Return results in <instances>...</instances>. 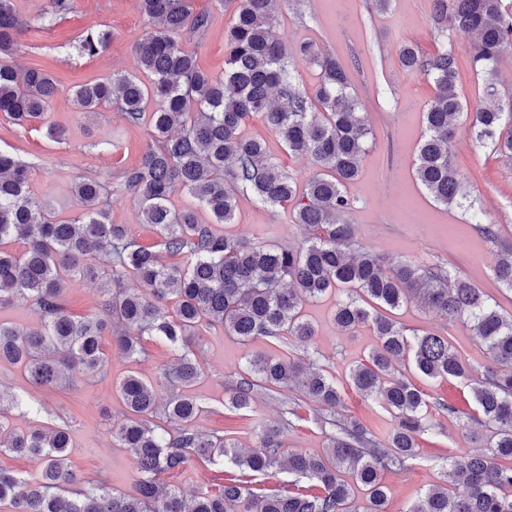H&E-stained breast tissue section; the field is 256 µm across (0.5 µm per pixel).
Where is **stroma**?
<instances>
[{
  "label": "stroma",
  "mask_w": 512,
  "mask_h": 512,
  "mask_svg": "<svg viewBox=\"0 0 512 512\" xmlns=\"http://www.w3.org/2000/svg\"><path fill=\"white\" fill-rule=\"evenodd\" d=\"M195 11L209 15L210 24L199 41L187 42L200 66L219 74L224 70V34L230 14L217 0H193ZM432 0H392L390 8L378 12L373 0H280L272 25L289 43L310 40L350 67L360 112L372 130V145L364 158L361 175L348 189L353 209L347 219L355 224L360 243L388 260L441 262L462 279L480 288L503 315H512V290L498 283L493 269L500 244L488 242L468 224L460 209L434 202L414 177L418 144L425 132L426 106L434 95L431 79L404 72L399 64L403 43L414 42L424 53L449 46L459 62L458 85L468 105L482 95L473 73L470 40L458 36L446 41L432 20ZM89 30L107 31L109 48L92 57L81 54L78 38ZM149 30L138 0H73L71 12L48 29L24 31L14 56L19 67L41 66L59 81V92L46 123L22 129L0 114V151L13 154L32 168L34 196L49 203L59 219L78 216L80 207L72 195L75 183L95 177L116 178L135 166L151 142L149 124L128 125L121 112L107 106L95 112L80 111L73 101L77 85L106 78L117 72L138 70L136 45ZM64 127L66 137L55 141L46 133L47 124ZM448 154L466 182L471 200L479 204L490 221L500 228V243H512V158L479 146L467 129H460L449 144ZM112 223L126 225L134 240L155 246L158 237L144 224L140 207L132 195L113 188L110 198ZM223 232L247 237L263 244L293 245L306 237L288 209L261 206L251 198H240L235 223ZM333 299L310 304L305 313L317 328L319 363L343 380L350 369L365 360L377 344L372 329L353 333L339 331L333 322ZM406 328L440 333L474 368L488 361L485 348L474 337L469 323L451 322L441 314L412 302L397 312ZM199 355L202 375L195 394L206 408L197 420L202 433L225 432L240 450L256 447L259 425L276 421L282 394L259 391L250 410L232 414L227 406V388L238 380L244 355L271 349V341L260 338L241 344L223 329L202 333ZM103 376L88 378L74 386L40 389L28 383L19 369L0 362V392L31 406L28 413H15L16 427L68 424L72 468L85 478H97L112 489L133 492V463L124 449L114 447L108 432L109 416L119 408L115 384L128 371L154 376L170 363L172 352L163 343L148 345V356L131 362L112 347L104 336ZM414 383L430 398H444L456 406L457 416L433 414L434 427L419 438V456L405 473H388L386 512H406L407 507L430 487L444 480V458L448 451L471 448L464 416L475 403L469 383L414 376ZM344 412L375 430L390 423L389 415L351 385L343 387ZM316 405L301 401L297 416L286 435L291 450L318 452L326 445Z\"/></svg>",
  "instance_id": "obj_1"
}]
</instances>
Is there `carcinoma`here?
<instances>
[{
	"instance_id": "cac0c4a2",
	"label": "carcinoma",
	"mask_w": 512,
	"mask_h": 512,
	"mask_svg": "<svg viewBox=\"0 0 512 512\" xmlns=\"http://www.w3.org/2000/svg\"><path fill=\"white\" fill-rule=\"evenodd\" d=\"M217 2L233 6L221 75L204 70L177 41L186 31L202 34L208 25V15L195 12L192 0H139L151 25L136 49L140 74L116 73L73 91L83 112L112 105L132 126L149 117L153 141L139 163L122 172L121 186L138 201L143 223L155 230V247L138 245L124 225L112 223L109 183H76L81 215L61 220L32 197L29 166L0 153V308L24 302L42 323L41 330L28 331L0 320V360L18 366L33 385L50 388L100 373L101 336L109 328L116 347L135 362L146 354L147 340L174 353L154 378L133 371L116 386L120 423L111 430L112 442L132 458L131 494L81 479L69 464L67 426L20 431L10 417L20 402L1 394L0 453L37 458L43 469L31 482L0 467V509L385 512L383 475L404 472L416 460L418 438L432 429L431 411L458 414L444 399L425 398L405 374L412 367L428 378L469 382L476 411L468 422L480 430L472 434L479 449L448 452L443 483L406 512H512V464L499 463L512 461V318L441 263L408 260L387 268L383 257L360 244L355 225L345 220L353 207L347 189L361 173L371 129L351 91L349 67L311 41L284 42L269 24L277 0ZM50 4L33 25L19 16L14 0H0V113L22 128L45 119L57 80L40 66L19 71L9 58L24 30L44 29L72 9V0ZM433 20L443 31L474 39L472 68L487 103L470 108L462 101L452 50L425 55L411 42L401 46V68L435 86L416 179L434 201L470 211L477 230L497 243V225L468 204L448 141L461 118L477 143L488 142L512 158V100L500 102L496 87L499 59L512 47V0H433ZM108 44V34L88 32L80 36L79 50L92 57ZM296 58L318 72L310 91L289 71ZM255 114L289 155L312 161L314 171L303 182L280 166L264 140L244 134ZM178 192L195 198L210 222L202 223L194 210L172 209ZM249 195L266 207H292L306 238L296 247L270 246L218 232L216 225L234 223L240 197ZM16 240L25 245L20 253L6 248ZM494 277L512 289V246L501 249ZM71 278L99 283L96 313L77 317L66 310L64 286ZM131 278L138 287H125ZM327 295L336 296L333 321L340 331L368 326L377 336L349 382L389 414L386 433L339 414L341 387L326 369L273 350L246 354L244 375L228 391V407L249 410L260 388L296 390L326 411L323 451L286 448L288 416L297 415L286 401L280 421L260 427L259 446L249 453L224 434L198 432L195 420L205 407L192 388L201 375L195 348L202 330L219 326L244 344L292 337L305 346L316 330L304 306ZM413 300L450 321L466 316L490 365L480 372L452 349L448 337L410 333L378 312ZM163 389L170 392L166 399L159 395ZM195 456L227 462L240 475L216 491L200 487L189 495L161 481L184 473ZM283 466L311 485L286 494L254 485L257 476Z\"/></svg>"
}]
</instances>
